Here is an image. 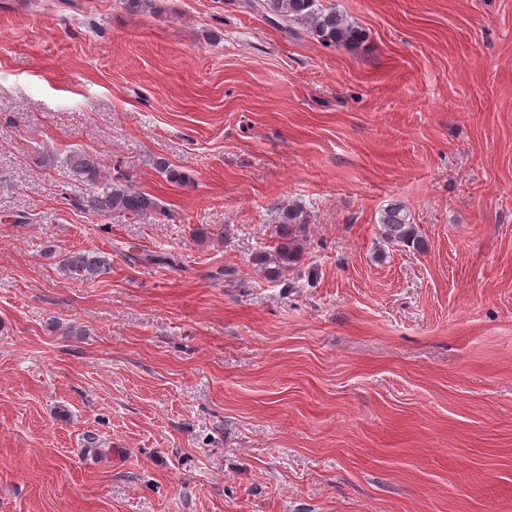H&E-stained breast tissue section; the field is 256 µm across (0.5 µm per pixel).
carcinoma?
Listing matches in <instances>:
<instances>
[{
    "mask_svg": "<svg viewBox=\"0 0 512 512\" xmlns=\"http://www.w3.org/2000/svg\"><path fill=\"white\" fill-rule=\"evenodd\" d=\"M258 7L263 13L272 15L276 24L286 31L291 30L292 23L305 25L309 36L325 46L353 43L359 37L346 16L333 6H324L320 0H260ZM36 163L54 169L58 167L69 176L97 185L98 191L87 200L88 207L96 212L145 215L157 209L153 196L137 190L129 182L118 178L102 179L101 162L95 155L77 151H69L63 157L58 153H41L37 155ZM155 168L169 183L183 185L188 181L186 174L172 168L163 158L156 160ZM379 224L385 239L390 242L418 247L422 244L415 225L409 222L405 208L398 203H390L382 209ZM305 225L299 210L282 209L274 246L256 256V264L264 269L268 279L276 281L294 269L299 261ZM107 266L106 258L89 250L72 251L62 259L66 273L85 279L97 278Z\"/></svg>",
    "mask_w": 512,
    "mask_h": 512,
    "instance_id": "carcinoma-1",
    "label": "carcinoma"
}]
</instances>
